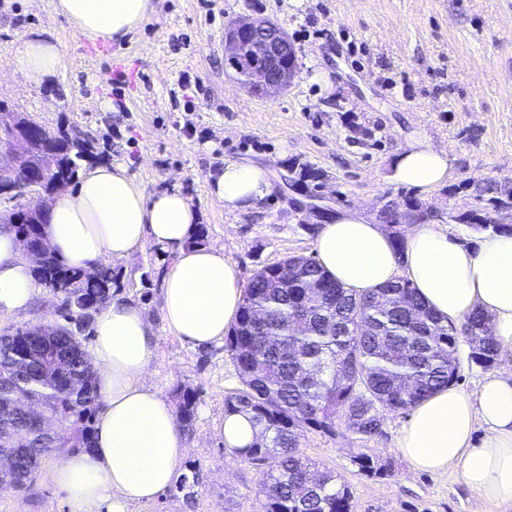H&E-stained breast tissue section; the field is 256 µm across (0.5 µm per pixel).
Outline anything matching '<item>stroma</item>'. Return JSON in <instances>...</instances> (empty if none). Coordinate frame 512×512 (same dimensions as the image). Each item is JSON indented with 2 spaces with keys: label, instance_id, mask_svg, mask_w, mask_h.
<instances>
[{
  "label": "stroma",
  "instance_id": "obj_1",
  "mask_svg": "<svg viewBox=\"0 0 512 512\" xmlns=\"http://www.w3.org/2000/svg\"><path fill=\"white\" fill-rule=\"evenodd\" d=\"M55 0H0V101L48 130L92 131L102 161L126 162L147 193L188 195L207 230L243 280L291 256H314L321 185L331 213L375 217L384 197H412L440 212L473 209L476 186L512 184V0H155L133 34L108 44L80 35L54 10ZM255 15L288 34L298 73L282 93L262 97L230 75L224 27ZM61 42L65 68L32 86L10 66L34 34ZM421 138L447 150V181L428 192L395 182L391 161ZM269 167L272 193L261 209L229 213L209 193L225 160ZM320 175L304 180L303 169ZM166 252L151 245L113 261L120 299L152 324L156 355L144 382L172 408L197 396L181 432L185 458L169 487L131 512H258L261 472L231 455L217 432L225 399L240 386L223 342L195 348L164 324L161 281ZM459 342L457 385L476 392L494 373L512 372V350L485 369ZM407 413L386 415L367 439L337 427L308 431L302 451L319 469L351 486L352 512H512L477 500L456 466L414 471L395 448ZM365 453L385 475L360 474ZM42 461L29 491H0V512H72Z\"/></svg>",
  "mask_w": 512,
  "mask_h": 512
}]
</instances>
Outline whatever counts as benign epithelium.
Instances as JSON below:
<instances>
[{
  "mask_svg": "<svg viewBox=\"0 0 512 512\" xmlns=\"http://www.w3.org/2000/svg\"><path fill=\"white\" fill-rule=\"evenodd\" d=\"M224 61L235 78L245 87L266 96H273L290 85L297 73L296 55L288 34L268 18L242 16L232 22L224 33ZM0 129L13 133L11 144L4 147L6 160L0 161V205L9 206L15 224L22 222L23 200L41 195L37 186L19 178L23 125L17 114L0 107Z\"/></svg>",
  "mask_w": 512,
  "mask_h": 512,
  "instance_id": "obj_1",
  "label": "benign epithelium"
}]
</instances>
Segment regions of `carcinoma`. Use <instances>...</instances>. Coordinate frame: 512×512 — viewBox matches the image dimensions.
I'll use <instances>...</instances> for the list:
<instances>
[{
	"label": "carcinoma",
	"instance_id": "carcinoma-1",
	"mask_svg": "<svg viewBox=\"0 0 512 512\" xmlns=\"http://www.w3.org/2000/svg\"><path fill=\"white\" fill-rule=\"evenodd\" d=\"M50 149L59 153V174L70 182L95 146L81 131L51 132L38 124L21 179H41L50 188L55 175L35 168ZM485 192L493 193L494 210L512 208V186L490 185ZM448 218L477 232L512 234V224H490L477 210ZM42 226L33 219L0 225V233L25 243L30 272L59 296L62 318L47 336L35 324L0 334V456L12 459V467L0 471V490L15 492L27 490L41 461L60 450L40 420L73 431L69 447H91L100 380L81 336L120 288L112 268L101 265L89 275L44 249ZM461 337L470 359L485 368L496 364L502 348L488 316L475 312L458 325L448 323L406 278L359 295L311 257L258 270L224 348L241 382L225 399L226 412L249 414L261 436L240 455L262 469L260 512H351L350 486L302 454L304 432L332 434L341 423L361 437L379 435L386 413L410 411L458 380ZM195 404L194 394L182 395V426H190Z\"/></svg>",
	"mask_w": 512,
	"mask_h": 512
}]
</instances>
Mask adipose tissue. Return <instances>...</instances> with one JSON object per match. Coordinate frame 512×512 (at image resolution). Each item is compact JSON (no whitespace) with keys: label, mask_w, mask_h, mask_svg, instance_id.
Masks as SVG:
<instances>
[{"label":"adipose tissue","mask_w":512,"mask_h":512,"mask_svg":"<svg viewBox=\"0 0 512 512\" xmlns=\"http://www.w3.org/2000/svg\"><path fill=\"white\" fill-rule=\"evenodd\" d=\"M152 10V0L55 4L81 34L112 43L138 29ZM63 62L61 43L38 35L11 59L14 71L33 86L55 76ZM448 169L446 150L416 138L397 153L392 177L426 192L447 180ZM210 186L226 212L256 210L272 192L271 171L228 160L212 173ZM197 231L189 197L177 190L147 194L122 161L82 168L53 196L43 226L45 243L60 261L89 271L150 244L166 250L165 323L201 348L223 339L244 286L223 248L193 245ZM314 245L319 263L345 287L362 294L407 275L441 317L458 322L483 310L497 342L512 349V235L485 236L470 251L427 223L408 235L399 252L382 224L354 213L323 224ZM40 289L22 244L0 234V315L26 310ZM93 331L90 362L100 379L102 407L92 446L65 456L53 479L73 512H129L173 483L185 448L172 406L142 382L155 356L142 310L114 299L96 314ZM480 424L485 434L475 447L471 440ZM397 450L418 471L457 466L479 500L512 503V374L488 377L473 394L451 386L422 400L402 427Z\"/></svg>","instance_id":"ef3b65f1"}]
</instances>
